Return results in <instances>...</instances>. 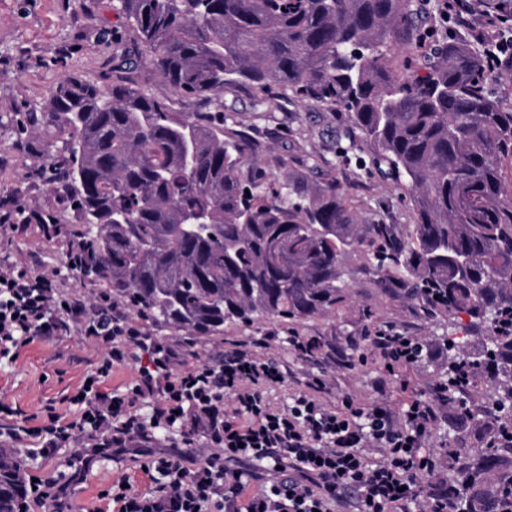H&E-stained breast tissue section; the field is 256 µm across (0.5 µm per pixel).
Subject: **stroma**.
<instances>
[{
  "label": "stroma",
  "instance_id": "1",
  "mask_svg": "<svg viewBox=\"0 0 512 512\" xmlns=\"http://www.w3.org/2000/svg\"><path fill=\"white\" fill-rule=\"evenodd\" d=\"M117 0H0V207L10 210L14 223L24 225L16 236L0 235V263H16L36 274L55 275L64 291L96 301L101 287L80 280L68 265L69 237L44 235L39 216H51L54 223L79 229L82 218L64 206L49 186L23 177L27 165L40 162L45 148L63 154L64 144L52 129L39 127L37 134L21 137L15 122L47 98L64 73L74 72L107 86L112 68V42L125 38V22L116 8ZM253 93L239 88L224 93L225 111L234 113L239 129L246 131L262 147L261 159L272 174H280V162L294 169H306L314 180L334 179L358 209L365 224H409L413 211L407 187L383 177L370 164L372 149L362 145L349 151L358 139L346 113L325 109L314 102L293 96L271 101L265 116L251 108ZM366 254L357 251L343 260L349 284L347 306L329 316L301 323L264 319L250 326L225 324L220 337L198 336L183 349V367L209 365L223 359L230 342L255 346L258 356L285 365L287 381L272 389L274 403H288L291 394L319 375L328 382L325 398L340 404L353 397L366 405L381 404L398 409L406 391L432 393L444 378L446 355L425 357L396 374L371 355L366 333L386 326L406 335L418 336L433 345L444 337H456L460 353L480 349L486 330L468 332L466 315L435 317L406 299L397 282L378 283L363 268ZM278 331L281 340L270 347H256L266 332ZM305 336L320 344V361H307L289 348V336ZM106 355L104 345L87 339L79 331L64 336H37L20 346L13 357L0 359V400L18 413L0 418L4 427L41 426L49 413L72 415L70 402L85 379L94 374ZM353 362V369L335 364L336 356ZM80 435L63 447L58 457L40 456L38 449L15 452L23 473L47 479L55 477L61 458L79 455L83 464L61 496L66 512H110L112 486L129 481L139 492L163 482L162 473L145 474V456L123 454L116 462L87 448ZM479 432L456 426L452 415H442L425 450L434 456L448 449L478 448Z\"/></svg>",
  "mask_w": 512,
  "mask_h": 512
}]
</instances>
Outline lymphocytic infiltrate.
Returning a JSON list of instances; mask_svg holds the SVG:
<instances>
[{"mask_svg":"<svg viewBox=\"0 0 512 512\" xmlns=\"http://www.w3.org/2000/svg\"><path fill=\"white\" fill-rule=\"evenodd\" d=\"M75 327L107 347L97 373L72 398L79 419L67 422L53 413L41 427H0V452L28 437L52 457L77 431L100 453L144 448L174 432L199 442L197 456L164 454L144 464V471L165 477L150 493L119 483L112 492L116 512H335L348 499L355 512H461L447 460L422 452L447 396L432 400L413 392L396 413L351 398L336 407L322 400L326 381L317 377L287 405L276 406L269 391L284 383L285 371L242 344L219 366L178 372L177 351L129 320L123 303L107 296L90 309L60 294L52 276L0 266L1 358L32 337ZM368 345L394 369L438 354L391 327L375 331ZM132 358L139 361L138 377L126 393L102 390L101 377ZM144 405L149 414H141ZM243 459L251 469H240ZM77 462L65 459L57 479L28 482L19 512L35 505L59 512V496ZM255 481L261 488L249 493Z\"/></svg>","mask_w":512,"mask_h":512,"instance_id":"1","label":"lymphocytic infiltrate"}]
</instances>
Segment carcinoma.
<instances>
[{
  "label": "carcinoma",
  "instance_id": "cac0c4a2",
  "mask_svg": "<svg viewBox=\"0 0 512 512\" xmlns=\"http://www.w3.org/2000/svg\"><path fill=\"white\" fill-rule=\"evenodd\" d=\"M118 2L133 40L114 44L108 89L65 75L39 107L65 154L26 166L83 217L75 269L154 323L219 336L227 322L336 313L343 257L366 249L380 281L489 331L480 353L448 356V403L464 416L476 373L497 382L495 417L474 419L486 451L460 462L458 489L469 510L511 496L512 475L484 481L512 454V109L488 88L485 49L419 34L427 0ZM141 67L213 110L148 94ZM242 86L256 112L290 93L348 113L373 167L407 183V233L362 223L333 179L270 175L224 112V92ZM24 487L1 453L0 512H16Z\"/></svg>",
  "mask_w": 512,
  "mask_h": 512
}]
</instances>
